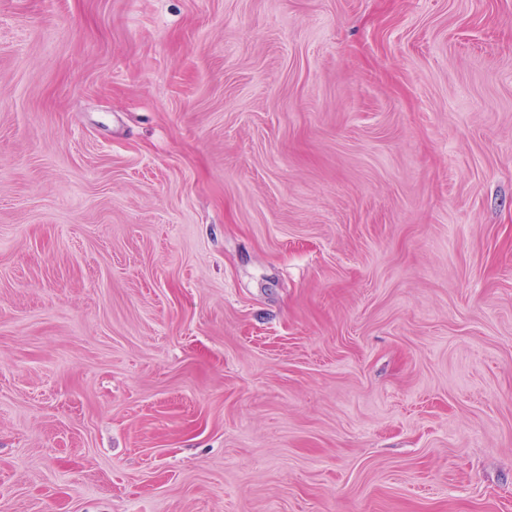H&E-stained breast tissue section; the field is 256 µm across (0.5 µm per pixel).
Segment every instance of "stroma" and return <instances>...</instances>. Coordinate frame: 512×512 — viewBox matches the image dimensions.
<instances>
[{
	"label": "stroma",
	"instance_id": "1",
	"mask_svg": "<svg viewBox=\"0 0 512 512\" xmlns=\"http://www.w3.org/2000/svg\"><path fill=\"white\" fill-rule=\"evenodd\" d=\"M0 512H512V0H0Z\"/></svg>",
	"mask_w": 512,
	"mask_h": 512
}]
</instances>
